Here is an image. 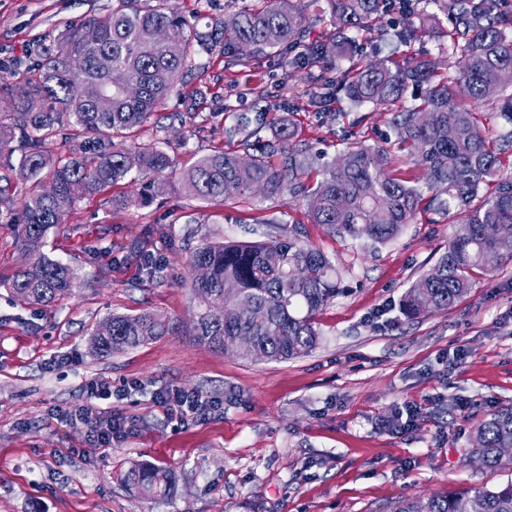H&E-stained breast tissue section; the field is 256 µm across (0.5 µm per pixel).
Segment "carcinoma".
<instances>
[{
	"label": "carcinoma",
	"mask_w": 512,
	"mask_h": 512,
	"mask_svg": "<svg viewBox=\"0 0 512 512\" xmlns=\"http://www.w3.org/2000/svg\"><path fill=\"white\" fill-rule=\"evenodd\" d=\"M452 21L444 32L449 49L461 56L457 84L473 102L496 99L500 110L484 114L456 101L455 89L439 62L412 55L405 62L354 63L340 71L337 85L355 103L392 113L399 149L426 171L431 196L391 167V152L355 142L342 163L294 142L295 131L283 117L278 145L251 151L248 121L244 152L216 151L198 160L182 177L185 190L199 200H236L255 190L264 196L283 191L301 198L312 224H326L353 240L385 244L407 224L430 210L465 211L448 251L404 293L401 310L414 317L447 310L473 288L475 276L489 275L512 261V173H505L490 129L498 119L512 125V12L493 9L492 0H430ZM329 14L332 37L306 39L313 21ZM390 14L411 18L405 0H257L205 34L179 11L176 0H112L104 17H88L47 49L38 68L15 82L17 109L0 122V203L10 200V175L30 183L17 235L24 263L7 282L13 299L51 307L72 294L76 269L43 252L47 231L63 223L76 200L118 182L136 183L150 174L159 179L171 167L158 145L136 142L135 135L196 66L195 48L219 47L244 68L270 50L288 67L313 69L344 57L352 46L350 30L376 32ZM112 56V69L96 66L99 55ZM79 57L70 68L66 58ZM415 95L407 97L408 91ZM86 140L69 152L57 140ZM19 142L15 148L13 142ZM278 152L279 165L267 160ZM492 190H487L488 186ZM193 269L205 277L192 282L197 299L193 336L198 343L224 350V343L245 334L252 347L241 358L284 361L312 352L319 343L316 315L340 294L336 266L297 226L265 242H206L192 253ZM170 330L154 313L110 314L97 325L92 345L108 356L137 347ZM512 407L500 408L476 429L470 455L488 468L512 464ZM124 482L151 498L176 493L178 475L147 463L131 465ZM386 512H512V481L493 488L401 497Z\"/></svg>",
	"instance_id": "cac0c4a2"
}]
</instances>
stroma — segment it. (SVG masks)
I'll list each match as a JSON object with an SVG mask.
<instances>
[{"label": "stroma", "instance_id": "35a3bbf8", "mask_svg": "<svg viewBox=\"0 0 512 512\" xmlns=\"http://www.w3.org/2000/svg\"><path fill=\"white\" fill-rule=\"evenodd\" d=\"M253 0H177L200 31ZM112 0H0V76L34 68L44 48ZM355 59H403L423 53L456 73L460 57L427 33L411 47L354 33ZM161 108L144 142L160 141L175 177L144 206L113 205L119 184L79 199L51 228L43 251L73 265L74 294L55 306L15 304L3 282L22 262L14 221L23 200L0 205V512H385L412 494L494 487L512 480V465L465 461L476 428L494 409L512 405V263L478 280L447 310L410 319L407 288L447 251L461 215L419 217L386 244L340 237L309 223L298 200L282 193L236 201L190 197L178 178L218 148L238 149L240 118L253 140L276 137L288 117L296 140L333 160L355 139L393 141L390 115L350 101L321 72L330 98L312 101L304 74L276 55L256 69L220 51L198 53ZM261 85L263 97L251 89ZM335 264L342 293L317 316L318 347L282 362H251L200 345L192 334L195 273L191 253L206 241L257 242L288 226ZM158 257L160 276L142 266ZM151 312L174 329L134 349L100 356L91 333L109 313ZM461 364H451L456 350ZM67 363H59V356ZM95 378L111 381L108 405L129 417L133 435L89 451L85 428L57 414L85 401ZM177 387L218 400L203 420L168 419L157 391ZM414 409L406 428L396 415ZM176 468L178 494L149 499L125 485L134 463Z\"/></svg>", "mask_w": 512, "mask_h": 512}]
</instances>
